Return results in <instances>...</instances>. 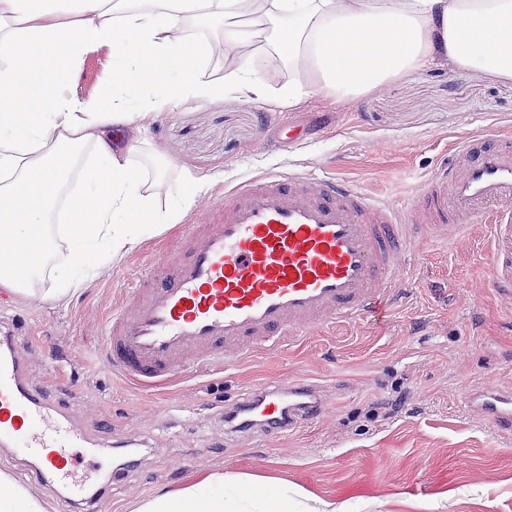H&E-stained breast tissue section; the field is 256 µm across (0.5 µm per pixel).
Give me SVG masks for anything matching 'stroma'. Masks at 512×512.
Segmentation results:
<instances>
[{"label": "stroma", "instance_id": "obj_1", "mask_svg": "<svg viewBox=\"0 0 512 512\" xmlns=\"http://www.w3.org/2000/svg\"><path fill=\"white\" fill-rule=\"evenodd\" d=\"M264 49L261 93L189 98L151 119L140 159L161 155L203 185L178 218L204 224L237 185L271 174L347 178L391 199L421 194L455 146L512 134V83L432 65L385 90L336 106L312 95L279 99L298 80ZM111 53L83 58L68 88L97 98ZM485 224L441 245L407 243L405 302L385 318L329 326L283 340L237 367L192 370L164 388L137 386L105 367L106 320L124 288L159 262L157 237L85 281L63 302L0 292V319L28 349L31 384L67 405L104 457H84L89 512H128L131 502L177 488L198 469L275 477L348 512H512V434L467 407L466 387L512 388V302L492 286ZM294 380L330 400L316 423L258 438L225 430L224 412L261 386ZM0 467L47 492L67 488L36 473L31 457Z\"/></svg>", "mask_w": 512, "mask_h": 512}]
</instances>
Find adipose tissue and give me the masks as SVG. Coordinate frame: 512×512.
<instances>
[{
  "mask_svg": "<svg viewBox=\"0 0 512 512\" xmlns=\"http://www.w3.org/2000/svg\"><path fill=\"white\" fill-rule=\"evenodd\" d=\"M196 20L223 24V80L201 78L204 50L181 35ZM262 40L304 76L288 89L291 106L311 93L341 103L434 63L512 81V0H0V291L64 300L194 204L198 188L184 174L169 205L157 203L136 159L146 119L189 97L257 93L245 49ZM103 47L112 76L102 94L67 96L73 62ZM151 71L155 82L141 89ZM113 126L127 145L113 142ZM47 279L51 289H41ZM0 512H51V503L0 469ZM130 512L346 505L273 478L206 470Z\"/></svg>",
  "mask_w": 512,
  "mask_h": 512,
  "instance_id": "obj_1",
  "label": "adipose tissue"
}]
</instances>
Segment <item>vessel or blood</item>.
<instances>
[{
    "instance_id": "b4317fda",
    "label": "vessel or blood",
    "mask_w": 512,
    "mask_h": 512,
    "mask_svg": "<svg viewBox=\"0 0 512 512\" xmlns=\"http://www.w3.org/2000/svg\"><path fill=\"white\" fill-rule=\"evenodd\" d=\"M469 224L490 227L496 294L512 300V145H462L420 195L383 201L358 183L266 175L216 204L208 224L184 225L181 258L147 268L107 320L102 354L139 386L160 387L192 368L230 367L283 337L349 324L400 300L408 238L448 241ZM0 359V446L40 461L79 493L73 451L88 448L65 406L35 394L27 359L7 338ZM471 411L512 433V393L473 389ZM256 426L319 420L313 386L273 385L242 398ZM90 456L106 455L103 447Z\"/></svg>"
}]
</instances>
